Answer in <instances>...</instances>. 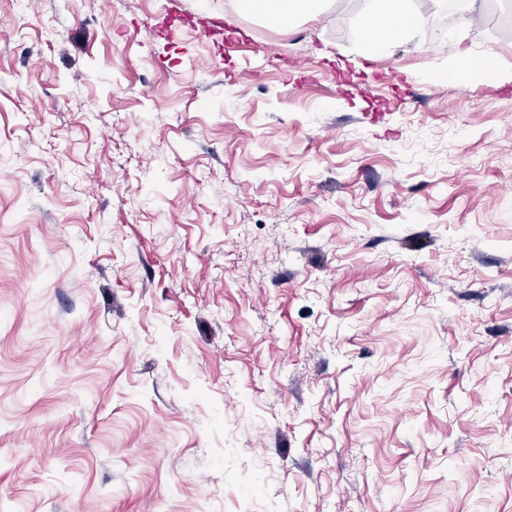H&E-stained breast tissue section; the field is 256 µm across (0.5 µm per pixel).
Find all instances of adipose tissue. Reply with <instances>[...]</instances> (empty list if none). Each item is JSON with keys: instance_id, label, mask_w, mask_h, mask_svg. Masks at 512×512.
<instances>
[{"instance_id": "1", "label": "adipose tissue", "mask_w": 512, "mask_h": 512, "mask_svg": "<svg viewBox=\"0 0 512 512\" xmlns=\"http://www.w3.org/2000/svg\"><path fill=\"white\" fill-rule=\"evenodd\" d=\"M238 6L286 30L302 16L319 15L321 0H238ZM419 24L411 0H366L360 24L364 55L387 54L392 45L414 36Z\"/></svg>"}]
</instances>
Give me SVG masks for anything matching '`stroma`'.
Wrapping results in <instances>:
<instances>
[{"label": "stroma", "instance_id": "obj_1", "mask_svg": "<svg viewBox=\"0 0 512 512\" xmlns=\"http://www.w3.org/2000/svg\"><path fill=\"white\" fill-rule=\"evenodd\" d=\"M168 2L0 0V512H512V0ZM239 10L259 15L280 30H288L304 15L320 14V0H238ZM360 24L365 56L387 54L390 47L414 36L420 18L411 0H366ZM178 16L187 21V25L197 36L206 37L209 33L223 31L224 29L223 17L216 14H180Z\"/></svg>", "mask_w": 512, "mask_h": 512}]
</instances>
